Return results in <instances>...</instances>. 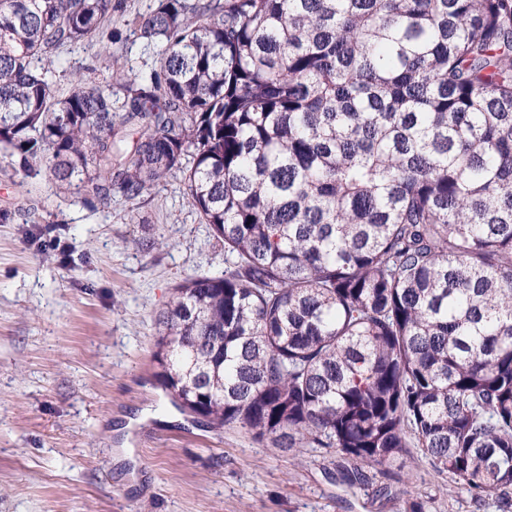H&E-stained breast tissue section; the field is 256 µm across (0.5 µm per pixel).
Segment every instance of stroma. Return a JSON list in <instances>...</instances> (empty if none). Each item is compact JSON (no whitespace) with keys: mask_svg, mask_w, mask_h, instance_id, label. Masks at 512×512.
Returning <instances> with one entry per match:
<instances>
[{"mask_svg":"<svg viewBox=\"0 0 512 512\" xmlns=\"http://www.w3.org/2000/svg\"><path fill=\"white\" fill-rule=\"evenodd\" d=\"M110 50H63L57 81L148 74L157 56L129 23L152 0H120ZM40 201L38 223L17 213ZM0 512H500L474 503L420 453L349 485L336 451L273 448L175 406L157 376L159 319L185 279L220 275L224 244L167 177L139 204L96 211L24 176L0 151Z\"/></svg>","mask_w":512,"mask_h":512,"instance_id":"stroma-1","label":"stroma"}]
</instances>
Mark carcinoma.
<instances>
[{
	"mask_svg": "<svg viewBox=\"0 0 512 512\" xmlns=\"http://www.w3.org/2000/svg\"><path fill=\"white\" fill-rule=\"evenodd\" d=\"M116 8L0 0V147L92 208L181 174L224 272L175 288L165 391L511 509L512 0H153L152 70L60 93Z\"/></svg>",
	"mask_w": 512,
	"mask_h": 512,
	"instance_id": "1",
	"label": "carcinoma"
}]
</instances>
